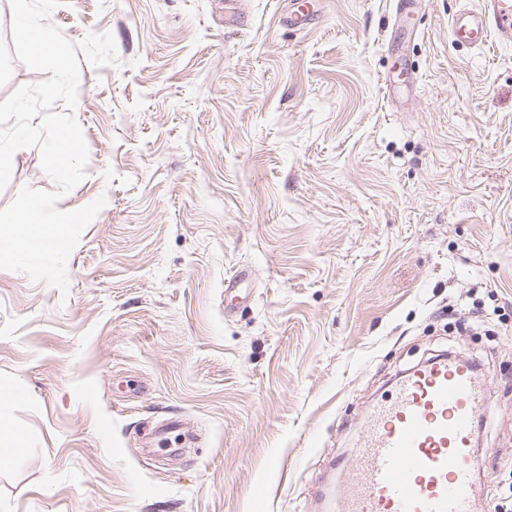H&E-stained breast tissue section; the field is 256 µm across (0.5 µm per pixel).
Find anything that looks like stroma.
Instances as JSON below:
<instances>
[{"label":"stroma","instance_id":"stroma-1","mask_svg":"<svg viewBox=\"0 0 512 512\" xmlns=\"http://www.w3.org/2000/svg\"><path fill=\"white\" fill-rule=\"evenodd\" d=\"M320 2L301 28L290 0L52 12L115 38L117 65L81 66L87 175L57 207L106 204L68 295L0 269L28 437L0 512H316L376 399L444 354L488 380L478 512H512V46L453 44L462 0ZM40 159L15 153L0 209L54 189ZM172 420L192 443L150 444Z\"/></svg>","mask_w":512,"mask_h":512}]
</instances>
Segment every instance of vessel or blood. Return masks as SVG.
<instances>
[{
  "instance_id": "1",
  "label": "vessel or blood",
  "mask_w": 512,
  "mask_h": 512,
  "mask_svg": "<svg viewBox=\"0 0 512 512\" xmlns=\"http://www.w3.org/2000/svg\"><path fill=\"white\" fill-rule=\"evenodd\" d=\"M454 42L512 44V0H475L450 20ZM488 400L468 364L444 357L403 379L351 451L352 477L323 512H471L477 416Z\"/></svg>"
}]
</instances>
